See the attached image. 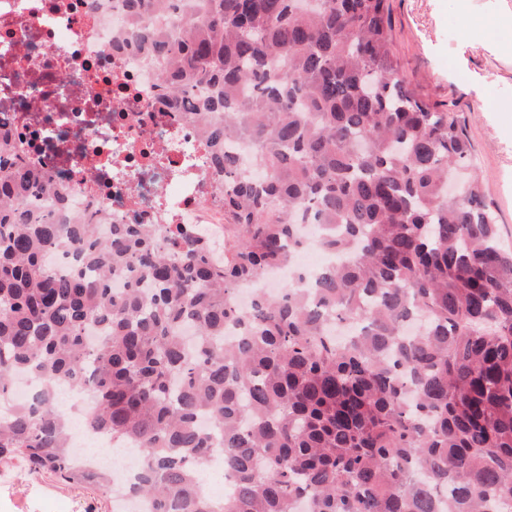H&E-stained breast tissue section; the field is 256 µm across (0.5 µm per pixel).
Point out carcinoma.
Masks as SVG:
<instances>
[{
    "mask_svg": "<svg viewBox=\"0 0 512 512\" xmlns=\"http://www.w3.org/2000/svg\"><path fill=\"white\" fill-rule=\"evenodd\" d=\"M126 7L136 23L188 14L179 38L159 31L147 48L174 103L204 91L192 116L208 119L224 177V252L187 224L85 223L1 129L0 458L112 493L111 470L69 461L52 397L66 382L91 392V429L140 451L135 494L155 512L512 502V250L465 125L401 76L387 0ZM45 192L55 216L34 204ZM302 224L351 261L311 290L296 270L269 295L259 282L292 262ZM332 317L356 324L348 341ZM21 373L42 381L30 406L10 403ZM217 454L236 487L211 500L203 467Z\"/></svg>",
    "mask_w": 512,
    "mask_h": 512,
    "instance_id": "carcinoma-1",
    "label": "carcinoma"
}]
</instances>
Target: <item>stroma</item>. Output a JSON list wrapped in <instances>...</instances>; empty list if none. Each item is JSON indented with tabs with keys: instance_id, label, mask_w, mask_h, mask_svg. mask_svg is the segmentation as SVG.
<instances>
[{
	"instance_id": "35a3bbf8",
	"label": "stroma",
	"mask_w": 512,
	"mask_h": 512,
	"mask_svg": "<svg viewBox=\"0 0 512 512\" xmlns=\"http://www.w3.org/2000/svg\"><path fill=\"white\" fill-rule=\"evenodd\" d=\"M392 49L424 99L464 120L487 201L512 241V0H389ZM0 512H112L98 488L0 460Z\"/></svg>"
}]
</instances>
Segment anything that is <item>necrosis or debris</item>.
Segmentation results:
<instances>
[{"instance_id": "4bbe7bcc", "label": "necrosis or debris", "mask_w": 512, "mask_h": 512, "mask_svg": "<svg viewBox=\"0 0 512 512\" xmlns=\"http://www.w3.org/2000/svg\"><path fill=\"white\" fill-rule=\"evenodd\" d=\"M0 0V126L26 136L28 159L62 174L73 212L100 224H191L224 244V183L208 167L201 123L173 108L157 65L120 41L123 0ZM86 391L59 385L57 407L75 433L83 466L120 474L137 453L116 454L88 430Z\"/></svg>"}]
</instances>
